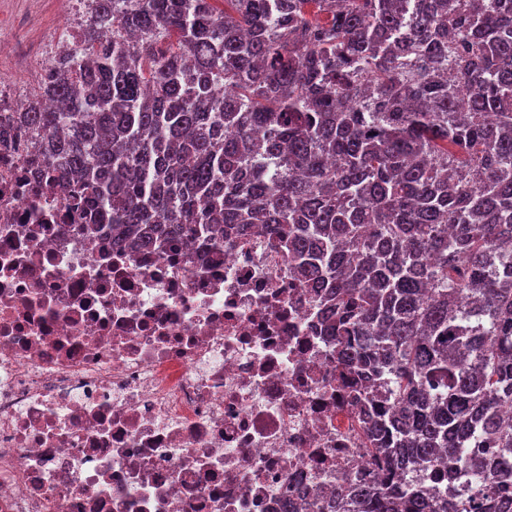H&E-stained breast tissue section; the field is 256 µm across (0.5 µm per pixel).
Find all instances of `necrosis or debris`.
Returning <instances> with one entry per match:
<instances>
[{
  "label": "necrosis or debris",
  "instance_id": "obj_1",
  "mask_svg": "<svg viewBox=\"0 0 512 512\" xmlns=\"http://www.w3.org/2000/svg\"><path fill=\"white\" fill-rule=\"evenodd\" d=\"M320 293L258 234L113 249L0 141V512H318L374 480Z\"/></svg>",
  "mask_w": 512,
  "mask_h": 512
}]
</instances>
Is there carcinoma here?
I'll list each match as a JSON object with an SVG mask.
<instances>
[{"label":"carcinoma","mask_w":512,"mask_h":512,"mask_svg":"<svg viewBox=\"0 0 512 512\" xmlns=\"http://www.w3.org/2000/svg\"><path fill=\"white\" fill-rule=\"evenodd\" d=\"M13 121L117 247L259 228L380 381L322 512H512V0H91ZM111 30L109 39L101 32Z\"/></svg>","instance_id":"obj_1"}]
</instances>
